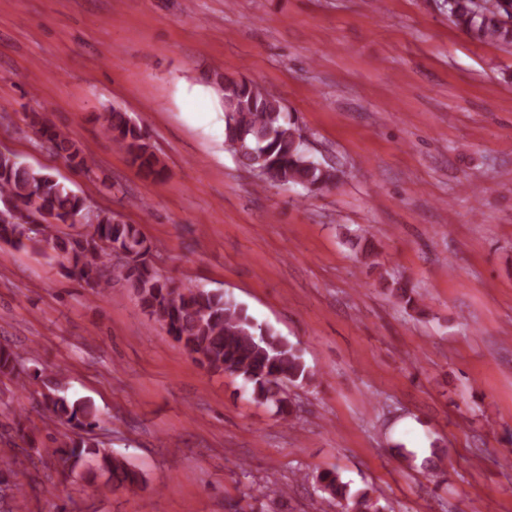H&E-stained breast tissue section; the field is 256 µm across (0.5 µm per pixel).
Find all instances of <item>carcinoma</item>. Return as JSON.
Here are the masks:
<instances>
[{
	"instance_id": "1",
	"label": "carcinoma",
	"mask_w": 512,
	"mask_h": 512,
	"mask_svg": "<svg viewBox=\"0 0 512 512\" xmlns=\"http://www.w3.org/2000/svg\"><path fill=\"white\" fill-rule=\"evenodd\" d=\"M448 16L468 31L512 44V0H447ZM224 144L246 168L265 166L266 180L274 185L300 186L310 193L337 185L343 172L311 159L300 129L288 119L281 102L245 79L224 78ZM101 132L123 151L146 178H157L164 165L148 142V133L128 113L116 108L98 116ZM40 140L85 173L92 160L83 149L43 113L31 115ZM13 205L10 220L0 222V242L15 248L51 247L62 259L68 276L91 290H105L114 278L137 293L151 319L165 328L200 367L227 373L250 386L252 398L275 406L287 421L292 415L288 387L311 381L301 350L269 325L255 321L246 307L223 292L199 285L178 288L152 263L153 247L133 224L118 221L112 211L94 210L87 198L43 170L25 166L9 152L0 151V207ZM92 231L72 235L64 231L78 221ZM117 263H112V257ZM391 294L418 313L424 309L409 281L392 282ZM0 375L24 388L39 377L23 357L0 345ZM46 408L56 420L71 426L74 435L52 453L64 470L75 471L88 460L112 486L138 487L144 482L128 460L100 450L93 435L96 421L85 403L70 405L61 397L45 396ZM321 490L336 500L340 512H385L370 490L350 491L339 473L317 477Z\"/></svg>"
}]
</instances>
